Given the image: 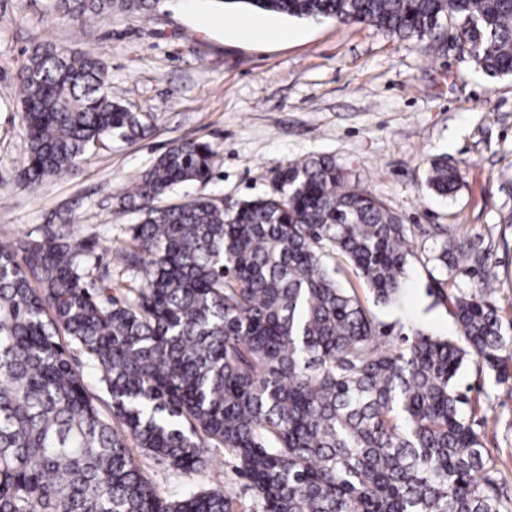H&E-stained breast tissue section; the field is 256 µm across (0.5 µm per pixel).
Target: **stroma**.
Listing matches in <instances>:
<instances>
[{"instance_id":"35a3bbf8","label":"stroma","mask_w":512,"mask_h":512,"mask_svg":"<svg viewBox=\"0 0 512 512\" xmlns=\"http://www.w3.org/2000/svg\"><path fill=\"white\" fill-rule=\"evenodd\" d=\"M238 16L286 34L239 36L223 24ZM40 41L99 58L113 99L151 113L153 129L142 139L105 142L75 173L32 193L17 177L25 143L18 73ZM184 140L209 142L216 157L211 180L186 185L180 198L214 195L230 211L265 196L276 166L324 155L401 223L443 224L481 242L496 274L491 300L503 334L512 336V77L484 74L460 46L454 24L436 48L366 25L299 20L217 0H158L149 16L116 9L103 22L60 15L52 0H0V245L39 237L67 208L74 239L90 246V277L120 278L114 250L128 242L135 217L119 210L117 198ZM436 158L460 172L453 196H437L426 185ZM407 246L404 293L397 306L377 309L379 320L398 333L453 335L427 261L432 240L416 235ZM459 383L512 492V398L494 373L472 363ZM137 457L167 499L236 479L220 448L190 474L142 451Z\"/></svg>"}]
</instances>
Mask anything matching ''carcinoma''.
Instances as JSON below:
<instances>
[{"label": "carcinoma", "instance_id": "1", "mask_svg": "<svg viewBox=\"0 0 512 512\" xmlns=\"http://www.w3.org/2000/svg\"><path fill=\"white\" fill-rule=\"evenodd\" d=\"M296 19L364 24L439 39L444 21L490 77L512 75V0H217ZM157 0H53L100 18L148 14ZM26 131L18 181L31 192L71 173L108 139L150 133L149 114L112 100L89 54L40 42L21 64ZM215 152L183 141L120 198L138 215L116 260L137 274L103 304L112 278L85 282L87 245L63 224L0 248V512H240L234 487L161 498L132 448L175 471L232 457L263 512H512L457 377L473 362L508 378L512 337L487 293V255L438 225L427 262L471 291L448 302L453 336H392L372 307L396 303L408 228L324 156L278 166L263 198L224 210L209 196L166 206L206 183ZM460 175L434 161L427 186ZM345 261L372 306L333 273ZM38 287H33V284ZM77 349L101 374V416Z\"/></svg>", "mask_w": 512, "mask_h": 512}]
</instances>
